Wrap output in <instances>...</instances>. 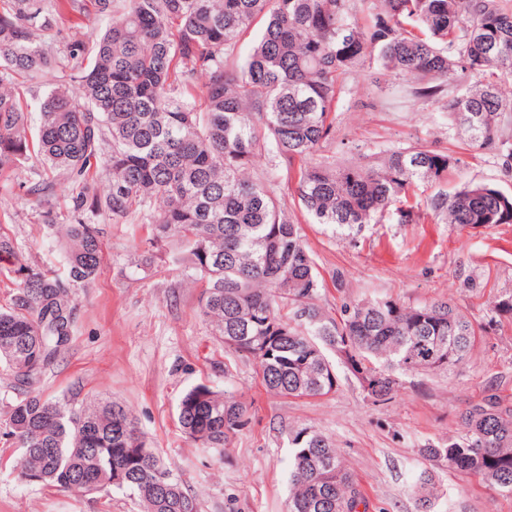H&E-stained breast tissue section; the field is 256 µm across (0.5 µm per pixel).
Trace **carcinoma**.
<instances>
[{"mask_svg": "<svg viewBox=\"0 0 512 512\" xmlns=\"http://www.w3.org/2000/svg\"><path fill=\"white\" fill-rule=\"evenodd\" d=\"M107 19L88 51L70 35L60 84L26 97L53 68L46 37L86 0H0V180L26 162L20 187L65 248V272L33 268L0 235V260L20 282L0 307V367L19 397L5 434L22 482L84 496L120 490L144 512H199L161 459L146 447L129 411L115 402L74 404L35 385L70 344L75 290L103 260L90 217L151 225L148 250L168 251L200 288L198 314L224 351L256 361L266 390L282 397L333 391L336 353L366 394L382 402L399 375L446 370L512 319V294L484 321L448 302L407 306L360 300L333 317L316 303L322 287L300 228L272 193L256 159L270 154L295 174L300 204L315 224L360 228L396 214L411 220L409 192L437 184L457 159L424 145L366 164L312 162L334 133L340 81L358 67L375 83L400 81L435 103L473 147L496 149L512 166V98L497 79L512 74V8L503 0H94ZM263 27L238 57L241 32ZM478 75L477 88L465 85ZM458 81L448 92V81ZM40 113L33 128L30 109ZM71 186L72 221L56 223L59 183ZM106 183L105 190L98 183ZM427 206L445 224H512V195L471 181L438 192ZM266 350L251 348L249 339ZM462 434L420 452L512 497V410L496 394L461 415ZM184 434L224 456L249 424L231 390L198 384L178 404ZM288 512H358L366 501L332 441L310 427L289 432ZM432 478H420L417 512H430Z\"/></svg>", "mask_w": 512, "mask_h": 512, "instance_id": "carcinoma-1", "label": "carcinoma"}]
</instances>
